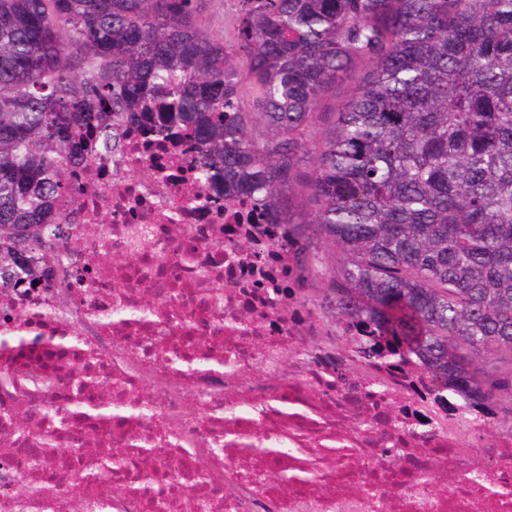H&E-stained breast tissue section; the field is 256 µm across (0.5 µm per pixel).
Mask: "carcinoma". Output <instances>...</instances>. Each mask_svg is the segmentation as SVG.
Segmentation results:
<instances>
[{"instance_id":"obj_1","label":"carcinoma","mask_w":512,"mask_h":512,"mask_svg":"<svg viewBox=\"0 0 512 512\" xmlns=\"http://www.w3.org/2000/svg\"><path fill=\"white\" fill-rule=\"evenodd\" d=\"M239 4L232 49L198 0H0V289L63 237L74 131L108 156L183 126L201 180L284 225L309 313L511 431L512 0Z\"/></svg>"}]
</instances>
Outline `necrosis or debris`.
Wrapping results in <instances>:
<instances>
[{"label": "necrosis or debris", "instance_id": "necrosis-or-debris-1", "mask_svg": "<svg viewBox=\"0 0 512 512\" xmlns=\"http://www.w3.org/2000/svg\"><path fill=\"white\" fill-rule=\"evenodd\" d=\"M193 155L185 128L163 142L127 128L76 202L55 204L58 266L0 290V433L28 410L41 437L39 455L27 440L0 453V512H159L161 496L194 512L200 495L209 512H512V431L486 443L495 414L289 308L302 284L268 247L279 225L200 184ZM155 291L177 314L138 316ZM214 355L223 370L173 365ZM91 432L116 451L103 487ZM281 442L289 458L271 454Z\"/></svg>", "mask_w": 512, "mask_h": 512}]
</instances>
